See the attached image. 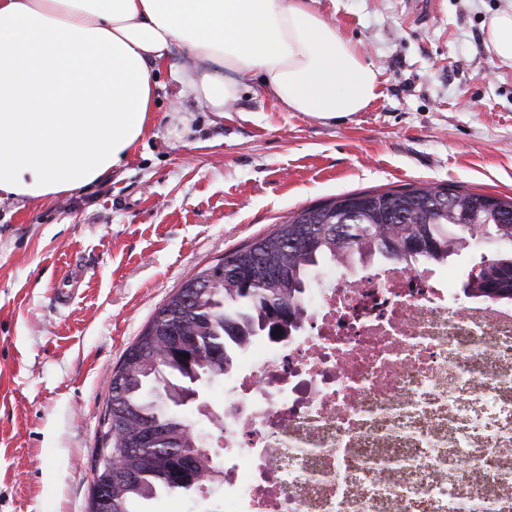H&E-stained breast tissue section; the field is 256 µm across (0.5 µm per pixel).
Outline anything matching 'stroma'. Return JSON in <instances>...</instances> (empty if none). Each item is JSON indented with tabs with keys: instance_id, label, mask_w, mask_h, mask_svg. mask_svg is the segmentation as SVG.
I'll return each mask as SVG.
<instances>
[{
	"instance_id": "stroma-1",
	"label": "stroma",
	"mask_w": 512,
	"mask_h": 512,
	"mask_svg": "<svg viewBox=\"0 0 512 512\" xmlns=\"http://www.w3.org/2000/svg\"><path fill=\"white\" fill-rule=\"evenodd\" d=\"M512 0H319L381 96L320 120L258 84L224 111L153 71L154 124L87 192L0 199V512H88L113 368L193 273L302 208L452 183L512 197V67L486 28ZM69 304L55 289L70 269Z\"/></svg>"
}]
</instances>
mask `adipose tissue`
I'll return each mask as SVG.
<instances>
[{
    "instance_id": "ef3b65f1",
    "label": "adipose tissue",
    "mask_w": 512,
    "mask_h": 512,
    "mask_svg": "<svg viewBox=\"0 0 512 512\" xmlns=\"http://www.w3.org/2000/svg\"><path fill=\"white\" fill-rule=\"evenodd\" d=\"M316 0H0V196L90 189L154 121L151 72L172 51L215 111L256 79L290 112L365 111L376 70Z\"/></svg>"
}]
</instances>
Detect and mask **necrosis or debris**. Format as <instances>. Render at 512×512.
<instances>
[{
    "label": "necrosis or debris",
    "instance_id": "necrosis-or-debris-1",
    "mask_svg": "<svg viewBox=\"0 0 512 512\" xmlns=\"http://www.w3.org/2000/svg\"><path fill=\"white\" fill-rule=\"evenodd\" d=\"M465 277L316 272L224 378L220 512H512V300Z\"/></svg>",
    "mask_w": 512,
    "mask_h": 512
}]
</instances>
